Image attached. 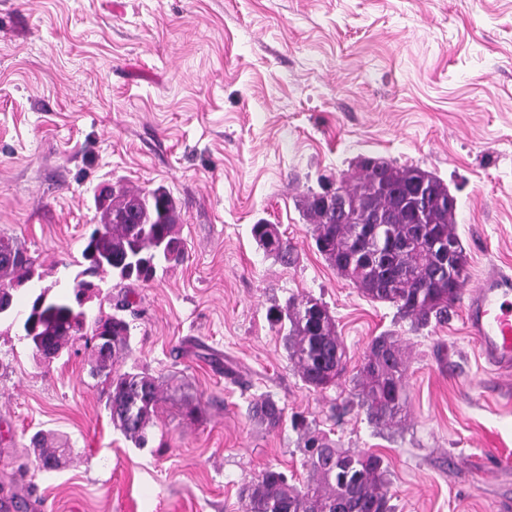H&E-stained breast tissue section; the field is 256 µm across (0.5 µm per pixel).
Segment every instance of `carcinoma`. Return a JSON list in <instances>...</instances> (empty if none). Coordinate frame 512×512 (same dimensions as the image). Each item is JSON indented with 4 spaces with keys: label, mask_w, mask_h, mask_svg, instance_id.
<instances>
[{
    "label": "carcinoma",
    "mask_w": 512,
    "mask_h": 512,
    "mask_svg": "<svg viewBox=\"0 0 512 512\" xmlns=\"http://www.w3.org/2000/svg\"><path fill=\"white\" fill-rule=\"evenodd\" d=\"M344 192L369 212L386 218L384 224L340 221L325 208L320 194L309 193L304 214L314 224L318 252L338 274L373 302L388 303L398 314L418 326L431 321L445 323L467 275V256L459 248L443 262L435 245L460 242L456 233L457 200H448V185L418 166L398 167L385 159L371 168L363 158L357 172L341 175ZM177 205L162 188L133 191L112 188L109 204L101 210L100 222L85 239L82 258L84 277L112 274L120 280L148 284L159 262L178 265L185 261L181 250L167 257V243L180 240ZM259 246L284 263L293 250L272 224L252 225ZM36 274L35 260L10 238L0 237V292L29 282ZM66 298L40 304L33 299L30 310L38 312L39 326L31 339L35 351H59L76 340L72 335ZM289 322L285 335L288 359L305 384L324 389L338 382L344 372V346L336 334L335 320L315 299L288 306L276 313L274 323ZM91 338L106 335L107 354L94 352L95 369L110 380L108 408L112 425L126 439L142 448L154 425L160 386L145 373L113 369L129 348L130 326L116 315L100 316L90 323ZM407 367L402 348L391 336H377L369 344L359 370L360 407L376 425H394L407 410ZM253 416L270 427L282 420L283 408L269 397L250 407ZM39 466L59 467L65 453L45 446L44 438H32ZM307 466L311 484L297 489L283 473L268 469L242 495L244 512H392L388 470L381 456L371 452H341L326 442L308 444Z\"/></svg>",
    "instance_id": "cac0c4a2"
}]
</instances>
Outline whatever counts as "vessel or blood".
I'll return each mask as SVG.
<instances>
[{
  "label": "vessel or blood",
  "instance_id": "vessel-or-blood-1",
  "mask_svg": "<svg viewBox=\"0 0 512 512\" xmlns=\"http://www.w3.org/2000/svg\"><path fill=\"white\" fill-rule=\"evenodd\" d=\"M466 325L480 341L485 363L495 370L512 371V275L492 272L469 293Z\"/></svg>",
  "mask_w": 512,
  "mask_h": 512
}]
</instances>
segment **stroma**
Masks as SVG:
<instances>
[{"instance_id":"35a3bbf8","label":"stroma","mask_w":512,"mask_h":512,"mask_svg":"<svg viewBox=\"0 0 512 512\" xmlns=\"http://www.w3.org/2000/svg\"><path fill=\"white\" fill-rule=\"evenodd\" d=\"M365 157L455 193L463 291L512 273V0H0V236L68 295L100 189L162 187L186 252L146 285L105 277L86 304H132L117 367L166 395L143 448L113 427L92 347L35 355L19 288L18 314L0 319V494L21 512H242L266 469L306 486L318 437L380 455L395 512H512V386L481 359L463 302L414 326L315 248L305 196ZM260 221L292 264L257 245ZM306 298L345 347L325 389L304 384L269 315ZM380 335L407 361L392 427L355 398ZM262 394L284 409L277 427L248 413ZM38 433L70 449L60 469L30 455Z\"/></svg>"}]
</instances>
